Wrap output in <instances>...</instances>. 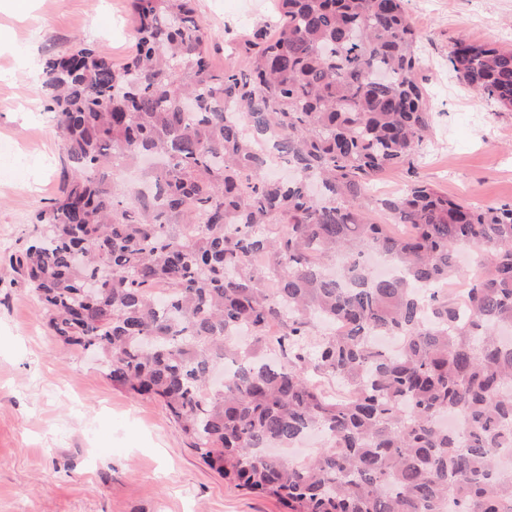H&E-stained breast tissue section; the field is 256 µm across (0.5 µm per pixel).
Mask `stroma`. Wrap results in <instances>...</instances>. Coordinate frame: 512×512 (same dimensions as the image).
Instances as JSON below:
<instances>
[{"label":"stroma","mask_w":512,"mask_h":512,"mask_svg":"<svg viewBox=\"0 0 512 512\" xmlns=\"http://www.w3.org/2000/svg\"><path fill=\"white\" fill-rule=\"evenodd\" d=\"M423 34L417 81L436 112L420 178L457 200L512 201V110L470 91L448 61L456 40L512 48V0H405ZM224 64L225 35L275 20L274 0H197ZM0 512H284L235 488L190 447L161 402L116 388L104 364L61 350L8 256L34 236L59 187L61 139L42 63L75 40L112 61L132 49L127 0H31L0 10Z\"/></svg>","instance_id":"stroma-1"}]
</instances>
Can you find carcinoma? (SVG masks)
<instances>
[{"instance_id": "1", "label": "carcinoma", "mask_w": 512, "mask_h": 512, "mask_svg": "<svg viewBox=\"0 0 512 512\" xmlns=\"http://www.w3.org/2000/svg\"><path fill=\"white\" fill-rule=\"evenodd\" d=\"M194 2L131 0L121 64L83 39L46 59L62 188L11 269L62 348L286 512H512V203L418 178L432 109L405 0H276L221 69ZM448 60L512 110V49ZM147 157L151 194L112 178ZM385 172L410 180L374 201ZM309 431L316 456L268 454Z\"/></svg>"}]
</instances>
